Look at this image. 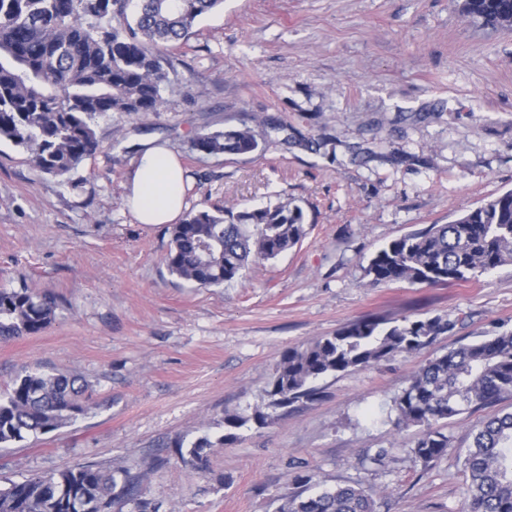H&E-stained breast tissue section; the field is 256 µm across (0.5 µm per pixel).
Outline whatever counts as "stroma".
Segmentation results:
<instances>
[{
  "instance_id": "stroma-1",
  "label": "stroma",
  "mask_w": 512,
  "mask_h": 512,
  "mask_svg": "<svg viewBox=\"0 0 512 512\" xmlns=\"http://www.w3.org/2000/svg\"><path fill=\"white\" fill-rule=\"evenodd\" d=\"M463 0H224L169 49L160 111L98 118L99 148L70 175L40 172L0 141V289L57 299L43 332L0 342V389L28 370L86 380L92 404L67 427L0 449V485L94 464L144 474L157 512H276L307 493L363 487L376 512H465L470 431L512 398L448 420L447 455L417 460L418 428L393 400L429 359L512 331V265L466 283L372 284L379 249L512 189V30ZM271 117L283 127L266 137ZM248 123V155L190 150L199 130ZM188 171V209L294 200L307 233L243 278L194 288L165 263V224L137 223L125 185L141 146ZM441 316L453 328L415 354L318 380L319 401L226 434L252 414L283 355L366 316ZM216 445L206 472L174 443ZM383 462H375L379 450Z\"/></svg>"
}]
</instances>
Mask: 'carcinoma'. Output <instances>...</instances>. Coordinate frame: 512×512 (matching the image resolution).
Here are the masks:
<instances>
[{
	"label": "carcinoma",
	"mask_w": 512,
	"mask_h": 512,
	"mask_svg": "<svg viewBox=\"0 0 512 512\" xmlns=\"http://www.w3.org/2000/svg\"><path fill=\"white\" fill-rule=\"evenodd\" d=\"M223 0H0V139L24 148L40 172L64 177L99 146L96 119L112 112L160 110L168 80L163 49L187 38L198 18ZM464 11L496 28H512V0H465ZM191 148L245 155L259 147L254 130L199 131ZM305 235L303 209L291 202L257 209L201 208L171 225L170 272L197 288L221 286L249 265L274 259ZM512 264V191L447 224L408 233L381 248L367 274L374 284L435 286L466 281ZM54 296L27 286L0 289V342L38 334L55 320ZM440 316L387 322L365 318L320 337L281 359L252 415L224 417L240 428L262 427L279 410L314 402L320 378L416 353L448 333ZM512 397V332L430 359L394 399L395 426L420 428L412 451L429 463L448 454L440 423ZM92 399L79 378L25 372L0 393V448L74 423ZM206 438L181 458L193 470L209 463ZM468 512H512V412L480 422L464 458ZM143 475L88 464L34 474L0 488V512H152L142 498ZM277 512H374L365 490L339 486L307 496H281Z\"/></svg>",
	"instance_id": "obj_1"
}]
</instances>
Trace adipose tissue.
I'll list each match as a JSON object with an SVG mask.
<instances>
[{"label": "adipose tissue", "mask_w": 512, "mask_h": 512, "mask_svg": "<svg viewBox=\"0 0 512 512\" xmlns=\"http://www.w3.org/2000/svg\"><path fill=\"white\" fill-rule=\"evenodd\" d=\"M126 199L138 223L177 222L184 212L185 175L176 155L163 145L144 143Z\"/></svg>", "instance_id": "obj_1"}]
</instances>
